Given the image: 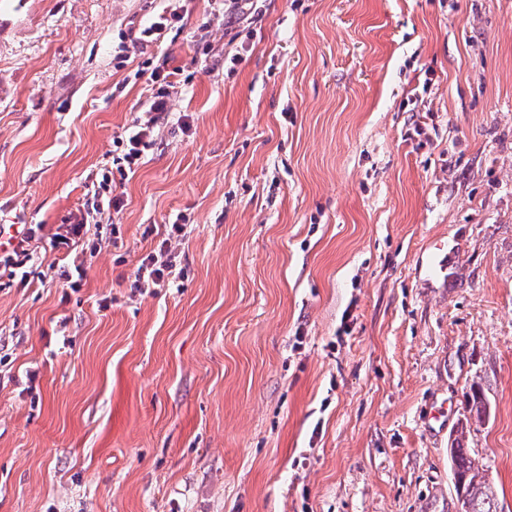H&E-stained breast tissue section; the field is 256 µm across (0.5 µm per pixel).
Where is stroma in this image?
Segmentation results:
<instances>
[{
  "mask_svg": "<svg viewBox=\"0 0 512 512\" xmlns=\"http://www.w3.org/2000/svg\"><path fill=\"white\" fill-rule=\"evenodd\" d=\"M175 67L64 286L50 233ZM8 217L45 232L0 288V512H459L474 387L512 512V0H0ZM179 69L174 68L161 74L156 71H152L150 74L151 79L159 83V90L154 94L149 105L147 114H154L143 123H139L136 128L137 130L129 133L125 136V139L119 141L123 146L122 157H117L116 161L117 168L121 179H125L128 176V171L134 173V167L139 164L142 153L146 147H148L149 139L153 132V124L157 120L158 115H162L167 111V103L171 93L177 88L179 84ZM119 165V166H118ZM164 236L158 241L156 247L141 259L134 280V288H162L169 283L172 264L168 256L172 240L182 236L183 224H165Z\"/></svg>",
  "mask_w": 512,
  "mask_h": 512,
  "instance_id": "stroma-1",
  "label": "stroma"
}]
</instances>
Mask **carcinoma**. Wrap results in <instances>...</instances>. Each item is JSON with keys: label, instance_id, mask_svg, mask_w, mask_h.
Listing matches in <instances>:
<instances>
[{"label": "carcinoma", "instance_id": "cac0c4a2", "mask_svg": "<svg viewBox=\"0 0 512 512\" xmlns=\"http://www.w3.org/2000/svg\"><path fill=\"white\" fill-rule=\"evenodd\" d=\"M468 412L469 417L465 418L467 422L472 416L479 421L488 416V403L480 392H473ZM448 453L455 476L454 487L460 512H499L497 500L489 488L483 470L475 464V459L464 448L461 438L452 440Z\"/></svg>", "mask_w": 512, "mask_h": 512}]
</instances>
